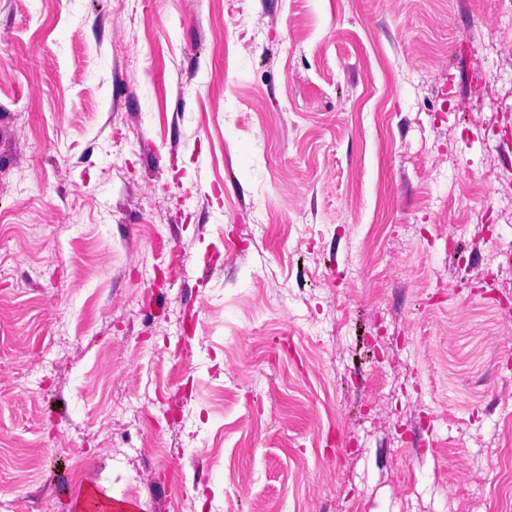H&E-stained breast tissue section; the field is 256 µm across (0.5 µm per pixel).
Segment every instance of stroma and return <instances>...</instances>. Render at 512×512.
I'll list each match as a JSON object with an SVG mask.
<instances>
[{
    "label": "stroma",
    "instance_id": "1",
    "mask_svg": "<svg viewBox=\"0 0 512 512\" xmlns=\"http://www.w3.org/2000/svg\"><path fill=\"white\" fill-rule=\"evenodd\" d=\"M491 28L512 66L492 0H0V501L512 512ZM473 79L477 85L484 87L498 82L512 84V68L501 63L496 54L487 62L486 68L475 72ZM112 502V506L117 507L116 512H135L137 505L129 501L125 495L117 492L107 493L102 489L91 490L80 503H76L75 507H81L83 511L101 512L107 511L104 505Z\"/></svg>",
    "mask_w": 512,
    "mask_h": 512
}]
</instances>
